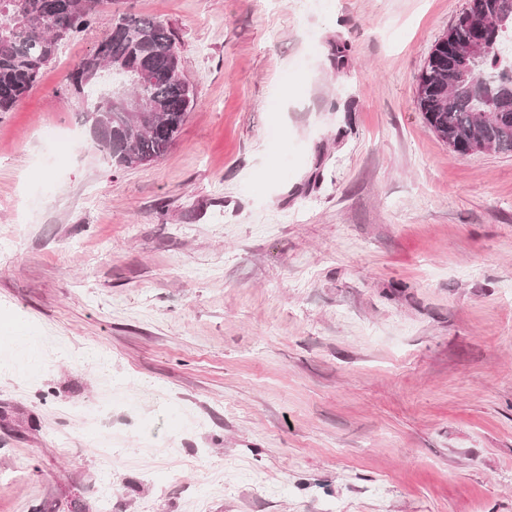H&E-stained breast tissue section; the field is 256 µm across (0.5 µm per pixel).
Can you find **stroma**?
I'll return each mask as SVG.
<instances>
[{
    "label": "stroma",
    "mask_w": 512,
    "mask_h": 512,
    "mask_svg": "<svg viewBox=\"0 0 512 512\" xmlns=\"http://www.w3.org/2000/svg\"><path fill=\"white\" fill-rule=\"evenodd\" d=\"M467 3L114 0L61 46L0 113V512H512V153L415 103ZM119 13L196 96L124 171L60 93Z\"/></svg>",
    "instance_id": "35a3bbf8"
}]
</instances>
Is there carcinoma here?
I'll list each match as a JSON object with an SVG mask.
<instances>
[{"label":"carcinoma","mask_w":512,"mask_h":512,"mask_svg":"<svg viewBox=\"0 0 512 512\" xmlns=\"http://www.w3.org/2000/svg\"><path fill=\"white\" fill-rule=\"evenodd\" d=\"M112 0H0V112L9 111L39 81L59 45L88 29ZM470 23L456 30L455 47L439 49L420 71L416 104L423 122L460 154L479 144L512 152V68H501L502 46L512 43V0H469ZM121 32L103 38V54L81 64L97 77L83 90L74 81L61 94L83 106L85 124L102 128V150L116 170L161 159L176 142L194 93L185 80L172 31L156 17L120 15ZM494 37V49L464 58L480 31ZM123 59L122 85L103 88L110 78L108 59ZM144 75L147 83L134 81ZM142 93L149 101L142 119L109 106L110 95Z\"/></svg>","instance_id":"cac0c4a2"}]
</instances>
